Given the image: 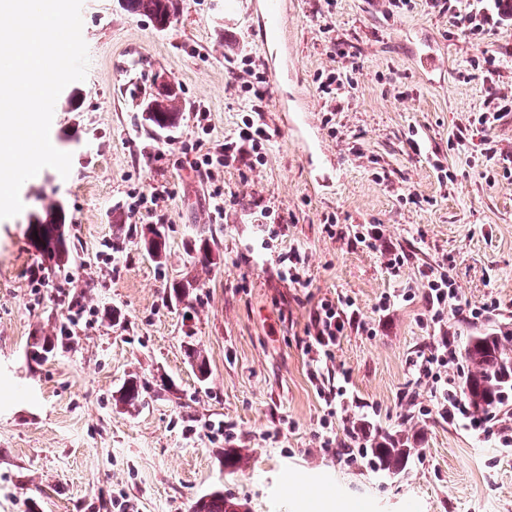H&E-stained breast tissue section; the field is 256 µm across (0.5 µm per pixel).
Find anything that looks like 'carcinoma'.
<instances>
[{"label": "carcinoma", "instance_id": "carcinoma-1", "mask_svg": "<svg viewBox=\"0 0 512 512\" xmlns=\"http://www.w3.org/2000/svg\"><path fill=\"white\" fill-rule=\"evenodd\" d=\"M178 0H124V8L131 14L151 20L157 27L164 28L178 11ZM173 104L160 99L159 94L150 91L142 99V106L155 107L153 116L148 118L149 127L155 133L169 131L179 124L187 102L182 90L170 97ZM67 216L64 205L52 201L42 213L33 214L27 225L30 242L41 249L43 259L55 265L69 262L71 245L64 226ZM145 250H153L151 256L158 262L167 256V241L156 227L141 231ZM62 344L57 336H35L31 348L33 356L48 354ZM467 374L462 390L477 413L496 416L499 410L512 401V340L497 330H489L469 338L465 347ZM144 387L136 376H129L120 389V400L125 405L136 407L143 400ZM415 452L410 442L399 435L385 432L380 435L375 448L371 449L374 468L388 476H397L405 468L410 455ZM243 504L224 496V490L214 489L197 498L191 512H241Z\"/></svg>", "mask_w": 512, "mask_h": 512}]
</instances>
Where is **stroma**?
<instances>
[{"label": "stroma", "mask_w": 512, "mask_h": 512, "mask_svg": "<svg viewBox=\"0 0 512 512\" xmlns=\"http://www.w3.org/2000/svg\"><path fill=\"white\" fill-rule=\"evenodd\" d=\"M123 2L82 3L87 77L63 89L50 128L53 146L72 156L69 177L42 169L20 190L23 211L0 220V512H190L214 488L247 512H512V454L497 453L482 431L407 405L408 361L434 338L419 321L421 300L399 298L418 267L445 261L472 303L500 302L486 323L452 322L458 347L512 324V184L453 138L484 108V73L471 65L482 50L497 58L500 87L512 90V24L478 46L428 0L394 11L389 0H334L323 19L317 0H288L289 87L338 161L333 184L318 186L302 143L267 110L266 162L220 172L240 202L216 224L209 187L182 151L195 135L193 105L207 107L215 140L242 120L228 68L245 52L263 57L250 0H179L163 30ZM325 22L360 49L356 84L330 127L315 82L337 65L319 31ZM429 43L446 60L434 83L415 64ZM159 74L180 85L190 110L176 131L155 135L133 93ZM438 163L452 182L439 183ZM133 189L162 195L166 260L141 245L154 220L130 211ZM258 197L292 214L284 235L256 222L249 203ZM52 200L65 204L73 250L37 289L31 271L43 260L27 224ZM329 215L342 235L325 232ZM363 224L383 225L387 242L408 254L400 275L355 242ZM207 237L214 263L204 268L192 255ZM292 247L307 257L308 288L280 275L277 257ZM67 276L93 317L73 327L66 348L32 357L36 329L56 335L66 321L56 287ZM187 279L196 283L188 304L170 301L169 284ZM325 294L351 298L368 326L344 338L336 360L355 396L375 407L376 428L413 441L417 452L398 477L363 460L339 462L321 446L325 404L308 380L302 339ZM385 294L398 301L383 315L375 306ZM191 346L207 360V381L193 372ZM132 374L145 387L134 409L119 401ZM228 447L249 456L233 473L224 468Z\"/></svg>", "instance_id": "35a3bbf8"}]
</instances>
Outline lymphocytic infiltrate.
I'll return each mask as SVG.
<instances>
[{"label":"lymphocytic infiltrate","mask_w":512,"mask_h":512,"mask_svg":"<svg viewBox=\"0 0 512 512\" xmlns=\"http://www.w3.org/2000/svg\"><path fill=\"white\" fill-rule=\"evenodd\" d=\"M439 14L449 15L452 26L475 42L483 41L490 31L492 17L482 9L464 11L452 4L451 0H432ZM322 34L330 37L335 55L343 65L338 69L320 72L316 81L319 90L330 95L334 101V111H341V102L347 88L355 83L359 49L350 41L336 38L331 25H323ZM485 80L489 85L484 109L478 116L468 119L457 127L453 134L458 144H475L485 165H499L502 158L494 140L486 134L487 127L512 113V93L497 90L494 81L498 68L492 56L483 59ZM232 86L244 102L245 114L234 135L225 137L223 142L213 141L206 125L205 111L195 114L197 135L188 145L192 155L191 168L208 183L209 209L214 220L224 217V186L218 179L220 169L233 166L255 168L264 164L271 135L260 116L267 108V90L263 84V73L256 71L250 56H243L239 63L230 68ZM416 280L422 286L421 293L406 291L404 300L421 298L423 313L420 321L425 326L438 330L441 339L425 352L410 359L409 365L417 387H427L430 402L418 405L415 392L406 397L409 405L418 406L422 415H436L442 420L473 429L481 423L472 412L471 405L454 376L448 374L450 365L459 360L455 338L448 326L449 317H457L468 323H476L494 316L500 307L497 299L481 304H473L465 298L456 286L453 276L444 265L426 264L418 267ZM363 317L354 302L346 296L319 298L304 330L303 351L309 358L308 378L314 385L317 395L324 401L328 415H341L343 439L325 435L324 447L336 450L338 460L345 463L356 461L357 450L366 448L373 435L371 422L364 417H356L349 411L354 397L349 388L346 370L335 368L336 349L342 339L354 331L364 329Z\"/></svg>","instance_id":"1"}]
</instances>
